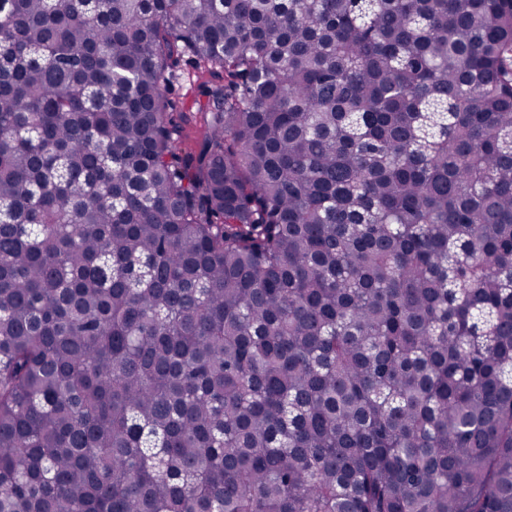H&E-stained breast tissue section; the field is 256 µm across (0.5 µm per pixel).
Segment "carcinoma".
Here are the masks:
<instances>
[{
	"mask_svg": "<svg viewBox=\"0 0 512 512\" xmlns=\"http://www.w3.org/2000/svg\"><path fill=\"white\" fill-rule=\"evenodd\" d=\"M0 512H512V0H0ZM177 79L172 89V95L182 102L181 110L187 111L195 104L194 86L200 81L197 73L185 61L180 60L175 65Z\"/></svg>",
	"mask_w": 512,
	"mask_h": 512,
	"instance_id": "1",
	"label": "carcinoma"
}]
</instances>
